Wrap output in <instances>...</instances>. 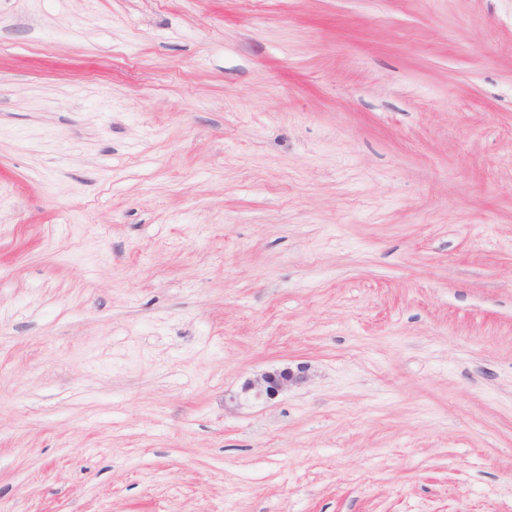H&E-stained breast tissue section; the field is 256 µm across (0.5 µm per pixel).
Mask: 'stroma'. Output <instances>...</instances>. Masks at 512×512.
I'll list each match as a JSON object with an SVG mask.
<instances>
[{"instance_id": "obj_1", "label": "stroma", "mask_w": 512, "mask_h": 512, "mask_svg": "<svg viewBox=\"0 0 512 512\" xmlns=\"http://www.w3.org/2000/svg\"><path fill=\"white\" fill-rule=\"evenodd\" d=\"M0 512H512V0H0ZM301 367L294 370L284 366L266 371L253 380H248L243 385V394L260 399H274L281 393L288 391L290 387L300 382L303 378Z\"/></svg>"}]
</instances>
